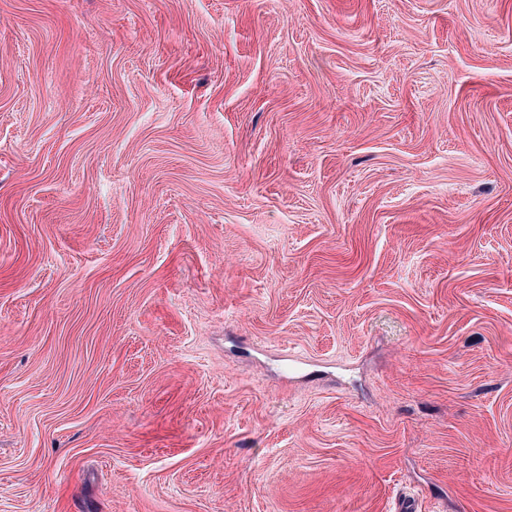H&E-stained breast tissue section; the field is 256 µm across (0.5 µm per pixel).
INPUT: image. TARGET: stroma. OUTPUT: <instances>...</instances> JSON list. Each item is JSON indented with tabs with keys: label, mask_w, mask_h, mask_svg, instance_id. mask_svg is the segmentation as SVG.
<instances>
[{
	"label": "stroma",
	"mask_w": 512,
	"mask_h": 512,
	"mask_svg": "<svg viewBox=\"0 0 512 512\" xmlns=\"http://www.w3.org/2000/svg\"><path fill=\"white\" fill-rule=\"evenodd\" d=\"M512 512V0H0V512Z\"/></svg>",
	"instance_id": "obj_1"
}]
</instances>
